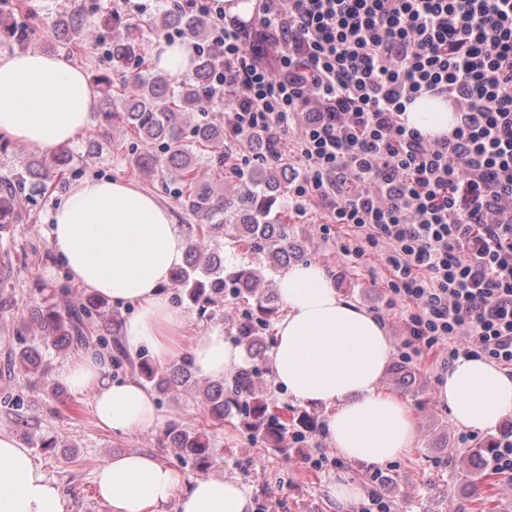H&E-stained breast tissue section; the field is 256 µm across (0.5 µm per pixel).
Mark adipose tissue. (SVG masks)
<instances>
[{
	"mask_svg": "<svg viewBox=\"0 0 512 512\" xmlns=\"http://www.w3.org/2000/svg\"><path fill=\"white\" fill-rule=\"evenodd\" d=\"M157 67L191 73L192 45L166 38L152 48ZM97 94L84 69L63 55L38 50L0 54V134L52 155L99 123ZM409 127L451 130L445 103L420 99L405 114ZM48 248L76 283L117 305L134 306L123 336L127 355L149 351L155 364L188 363L201 376L223 377L241 349L214 328L193 338L170 301L172 272L186 241L170 209L152 193L121 179L72 183L50 209ZM283 313L269 355L277 384L296 402L325 407V433L341 456L381 464L410 448L414 419L382 390L391 343L382 322L345 298L325 267L295 264L277 280ZM69 391L91 398L98 424L115 435L162 426L155 396L132 378L112 379L103 357L87 352L58 372ZM456 425L495 432L512 416V376L480 358L458 359L437 389ZM95 482L112 512H251L249 488L224 477L186 479L155 457L129 452L102 462ZM0 512H67V498L29 448L0 434Z\"/></svg>",
	"mask_w": 512,
	"mask_h": 512,
	"instance_id": "1",
	"label": "adipose tissue"
}]
</instances>
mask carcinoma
<instances>
[{"instance_id":"carcinoma-1","label":"carcinoma","mask_w":512,"mask_h":512,"mask_svg":"<svg viewBox=\"0 0 512 512\" xmlns=\"http://www.w3.org/2000/svg\"><path fill=\"white\" fill-rule=\"evenodd\" d=\"M95 23L103 24L107 34L90 44L85 32L88 25ZM156 27L172 28L197 43L208 34L203 15L186 6L161 13ZM42 30L70 53L96 55L101 65L92 78L100 92V123L88 141L87 152L94 151L102 141H111L112 126L122 124L132 132L133 147L116 161L134 164L156 178L165 191L170 184L180 183L175 194L181 208L199 224L189 231L185 265L173 274L175 286L205 305L218 304L227 296L246 304L250 317L237 322L236 340L250 355L260 354L275 295L263 291L259 271L226 270L219 249L226 236L225 227L231 222V238L249 250L265 254L271 266L282 267L289 259L298 258L288 242V225L280 223L281 215L274 211L275 192L288 183V158L283 155L271 167L241 172L235 155L222 150L224 122L217 113L204 110V104L212 90L211 77L224 67V58L205 52L190 75L172 76L146 63L150 31L104 0H92L89 5L86 0H71L52 16H44L29 6V0H0V38L6 43L25 48ZM207 152L213 153L216 170L230 171L249 188L230 199L218 185L196 179V158ZM75 158L76 154L65 146L0 177V237L10 225L27 219L17 209L19 199L33 192L50 195L64 187ZM41 290L47 296L43 305L32 309L31 318L42 344L23 346L11 353L3 371L15 367L25 372L45 371L41 347L49 345L57 350H105L113 366L127 360L118 339V320L105 309L104 299L89 294L76 304L67 284L44 285ZM252 298L256 300L253 306ZM139 371L159 394H167L193 378V369L186 363L169 372L142 361ZM255 377L256 370L244 366L225 380L206 383L202 396L208 416L213 424L221 425L231 405L254 438L286 453L288 418L270 406ZM167 440L179 455L193 460L196 466L201 468L208 463L211 439L206 432L174 426L168 431Z\"/></svg>"}]
</instances>
